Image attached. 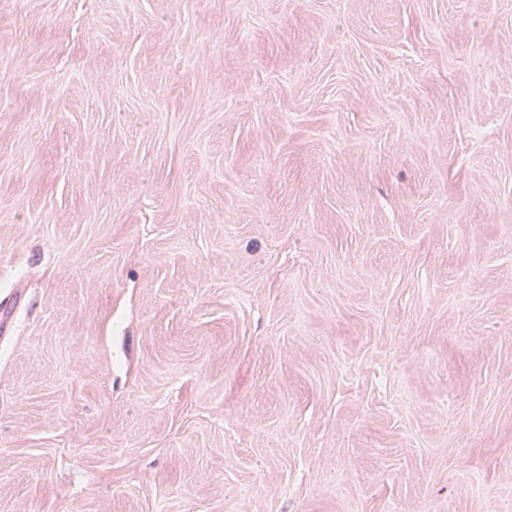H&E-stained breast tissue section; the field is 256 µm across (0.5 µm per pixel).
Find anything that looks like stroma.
Instances as JSON below:
<instances>
[{"label":"stroma","instance_id":"1","mask_svg":"<svg viewBox=\"0 0 512 512\" xmlns=\"http://www.w3.org/2000/svg\"><path fill=\"white\" fill-rule=\"evenodd\" d=\"M0 512H512V0H0Z\"/></svg>","mask_w":512,"mask_h":512}]
</instances>
